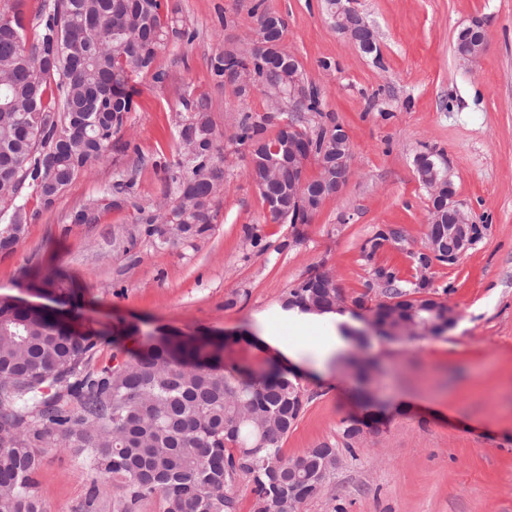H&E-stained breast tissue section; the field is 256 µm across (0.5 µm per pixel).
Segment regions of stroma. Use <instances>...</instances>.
I'll list each match as a JSON object with an SVG mask.
<instances>
[{
  "label": "stroma",
  "instance_id": "obj_1",
  "mask_svg": "<svg viewBox=\"0 0 512 512\" xmlns=\"http://www.w3.org/2000/svg\"><path fill=\"white\" fill-rule=\"evenodd\" d=\"M263 4L286 22L288 48L306 83L322 94L321 115L304 127L344 126L351 172L309 223H273L248 176V149L230 138L245 114L268 108L261 93L240 99L217 82L210 59L253 35L251 11ZM191 42L157 58L164 82L136 83L135 108L110 156L80 176L52 206L29 199L24 238L0 253V295H19L23 268L72 277L71 326L97 334V365L119 343L165 333L219 337L256 333L258 313L276 314L288 290L319 269L333 272L346 299L366 293L377 267L415 281L426 244L429 193L415 159L432 152L450 166L463 208L488 228L455 264H434L433 291L457 312L440 337L372 339L382 371L362 386L333 366L308 364L317 332L302 338L296 368L304 410L282 440L284 458L321 444L338 463L299 512H512V0H351L377 34L367 54L338 32L325 0H169ZM480 22L487 47L461 64L457 32ZM209 96L223 135L224 195L210 235L164 249L136 237V208L161 196L164 164L177 158L174 119L180 95ZM136 182L113 200L112 181ZM97 201L96 219L73 212ZM400 232L373 259L361 251L380 225ZM382 412L379 432L347 447L348 416ZM47 512H85L91 475L66 448H50L35 476Z\"/></svg>",
  "mask_w": 512,
  "mask_h": 512
}]
</instances>
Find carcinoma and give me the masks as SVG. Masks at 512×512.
<instances>
[{"label":"carcinoma","instance_id":"obj_1","mask_svg":"<svg viewBox=\"0 0 512 512\" xmlns=\"http://www.w3.org/2000/svg\"><path fill=\"white\" fill-rule=\"evenodd\" d=\"M24 0L0 12V251H14L28 223V196L50 206L71 183L102 161L119 138L136 93L135 78L153 73L156 56L171 41L192 40L163 0H52L25 20ZM256 39L245 56L222 49L210 59L218 82L250 96L288 91V62L271 64L266 30L285 21L259 3L252 9ZM175 135L179 158L165 167L168 190L150 206L136 207L139 235L158 248L208 235L224 194L214 165L223 161L210 101L186 91ZM269 115L249 114L237 141L264 142L270 157L282 132L266 136ZM132 180L108 188L115 199L133 193ZM399 231L380 226L362 246L370 259L381 240ZM32 288L71 303L63 274L25 269ZM412 293L389 271L383 300L374 309L377 330L399 298ZM316 295L321 313L336 311V292L304 277L289 289L283 308ZM341 335L365 350L371 336L347 323ZM229 337L200 343L171 336L122 347L124 359L92 366L99 340L75 334L52 314L0 301V512H46L35 475L48 448H68L93 476L86 508L107 492L123 512L157 495L163 512H236L234 487L248 479L254 512H295L318 493L336 467V449L306 448L284 459L280 441L303 409L297 380L276 363L239 380L224 374ZM359 380L377 368L369 356L339 358ZM369 423L343 422L342 434L358 443Z\"/></svg>","mask_w":512,"mask_h":512}]
</instances>
